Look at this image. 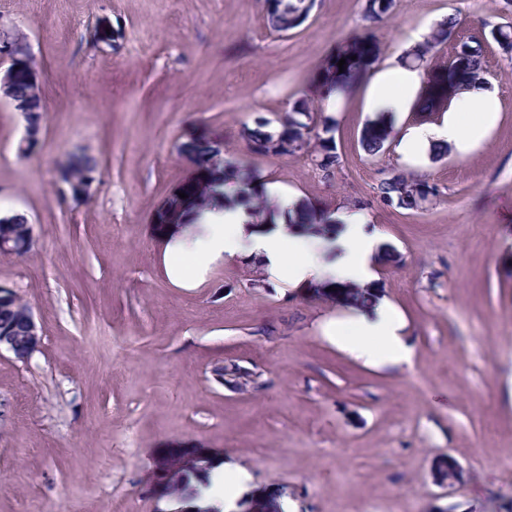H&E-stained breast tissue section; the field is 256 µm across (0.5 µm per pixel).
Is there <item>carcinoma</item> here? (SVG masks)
I'll return each mask as SVG.
<instances>
[{"instance_id":"obj_1","label":"carcinoma","mask_w":512,"mask_h":512,"mask_svg":"<svg viewBox=\"0 0 512 512\" xmlns=\"http://www.w3.org/2000/svg\"><path fill=\"white\" fill-rule=\"evenodd\" d=\"M314 0H279V7L267 10V17L273 31L280 34L299 27L307 19L313 7ZM394 0H367V17L380 19L392 14ZM459 24V20L450 17L447 25L439 27L429 35L421 45V49L408 53L403 60L407 64L420 66L426 57L441 43L448 39L451 30ZM381 49L373 34L367 30L354 33L343 39L334 53L330 54L322 64L315 79L313 95L295 100L288 111L277 117L278 131L267 130L269 121H259L253 128L245 129V136L253 152L261 155L275 154L283 156L291 154L285 144L302 140L305 148H314L320 158L319 166L329 172L338 163L339 156L331 133L335 130V119L331 116H320L314 120V114L320 112L317 102L327 98L332 93L341 94L351 89L363 76L361 67H372L380 57ZM484 44L475 40L468 44L466 54L454 57L448 63L436 70L426 72L419 89L414 109L417 112H433L437 107L448 101L453 95L452 89L486 81V70L483 66ZM346 59L344 72H339L338 62ZM11 97L20 102H26L31 95L30 85L20 76L13 79L10 87ZM392 137V122L381 114L369 121L360 134V144L363 150L375 156L385 150ZM181 151L189 155L194 165L202 169V174L189 176L183 180L185 188L191 194V207L181 218L190 214L198 215L216 202L224 198V206H241L247 211L254 212L257 221H264L266 210V195L264 184L259 176L236 165L224 162L216 142L207 137L193 138L181 145ZM65 169L77 181L97 171L96 162L81 151H74L65 160ZM436 187L418 182L403 172L382 178L377 185V193L382 201L389 206L403 209H416L428 196L435 195ZM288 222L298 226L306 235L321 237L326 240L336 238L337 221L333 212L318 211L308 206L284 213ZM15 240L23 239L29 231V219L22 214H15L5 224H0L3 230ZM335 287L334 295H324L327 300L337 297L344 308H364L377 298L370 288L357 285L323 282L322 288ZM29 305L21 298L12 301V309L0 310V321L8 323L14 336L26 335V312ZM203 470L200 465L182 473L180 479L169 484L168 496L180 502H191L197 492L192 480L199 477Z\"/></svg>"}]
</instances>
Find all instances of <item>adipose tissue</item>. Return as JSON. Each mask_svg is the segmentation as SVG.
Returning <instances> with one entry per match:
<instances>
[{"label":"adipose tissue","instance_id":"1","mask_svg":"<svg viewBox=\"0 0 512 512\" xmlns=\"http://www.w3.org/2000/svg\"><path fill=\"white\" fill-rule=\"evenodd\" d=\"M425 77L421 67L398 63L377 70L366 89V103L374 112H405ZM504 104L492 84L466 86L448 103L441 122L396 126L397 149L405 159L416 160L429 149L454 146L460 155L483 146L496 126ZM342 229L333 245L323 239L299 234L278 222L269 231H258L240 208H211L176 234L169 242L165 260L177 280L206 271L222 257L250 251L262 256L272 275L286 276L294 288L308 281H334L358 286L370 284L375 273L372 257L380 240L362 213H341ZM406 324L388 302H378L364 313L332 322L329 336L342 348L366 363L408 366L413 347L404 337ZM250 478L248 470L230 462H215L210 475L207 502L231 512Z\"/></svg>","mask_w":512,"mask_h":512}]
</instances>
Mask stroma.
<instances>
[{"label": "stroma", "mask_w": 512, "mask_h": 512, "mask_svg": "<svg viewBox=\"0 0 512 512\" xmlns=\"http://www.w3.org/2000/svg\"><path fill=\"white\" fill-rule=\"evenodd\" d=\"M366 0H315L281 36L263 0H0V27L24 32L38 59L37 143L16 151L28 117L0 102V203L25 213L36 243L0 253V285L32 308L43 347L0 353V512H167L165 465L197 448L245 466L250 495L277 486L297 512H512V52L489 41L512 0H395L369 20ZM462 25L485 42L488 83L505 104L485 146L370 156L365 83L334 117L339 163L249 151L245 127L275 120L309 92L322 59L369 30L380 64L403 36ZM107 20L110 43L89 41ZM207 135L224 159L317 209L363 213L381 232L376 283L407 324L411 367L370 366L326 333L347 309L264 275L257 256L215 262L180 282L153 218L189 176L180 146ZM82 148L99 163L89 198L60 199L56 170ZM428 182L419 210L383 203L388 173ZM249 371L242 389L217 368ZM457 462L449 490L435 462Z\"/></svg>", "instance_id": "stroma-1"}]
</instances>
